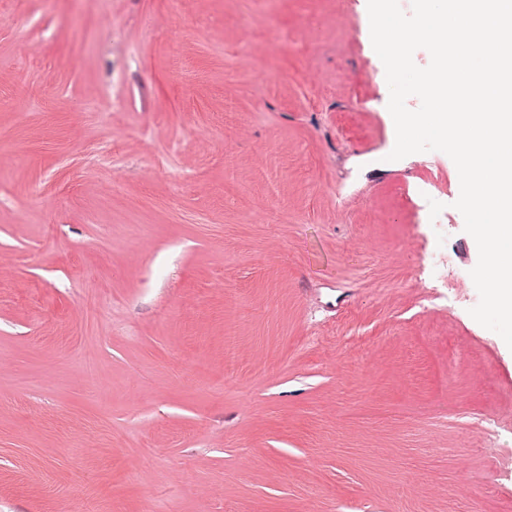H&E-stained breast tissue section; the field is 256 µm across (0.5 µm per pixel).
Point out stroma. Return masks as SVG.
Segmentation results:
<instances>
[{"label":"stroma","instance_id":"35a3bbf8","mask_svg":"<svg viewBox=\"0 0 512 512\" xmlns=\"http://www.w3.org/2000/svg\"><path fill=\"white\" fill-rule=\"evenodd\" d=\"M388 100L367 0H0V512H512V348Z\"/></svg>","mask_w":512,"mask_h":512}]
</instances>
